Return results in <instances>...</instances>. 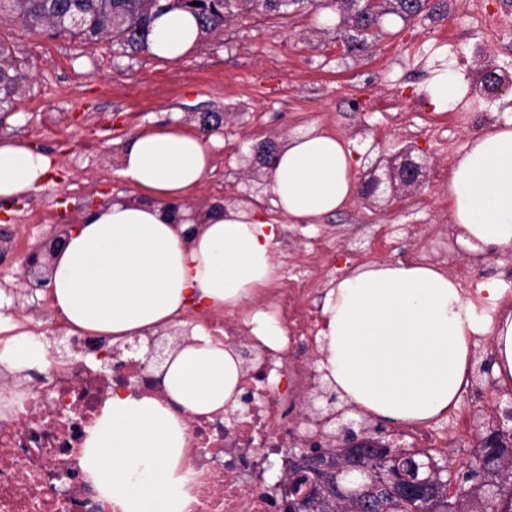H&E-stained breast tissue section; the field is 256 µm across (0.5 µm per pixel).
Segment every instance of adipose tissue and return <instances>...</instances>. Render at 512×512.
Here are the masks:
<instances>
[{
    "label": "adipose tissue",
    "mask_w": 512,
    "mask_h": 512,
    "mask_svg": "<svg viewBox=\"0 0 512 512\" xmlns=\"http://www.w3.org/2000/svg\"><path fill=\"white\" fill-rule=\"evenodd\" d=\"M200 30L184 11L152 22L150 50L182 60ZM353 153L342 138L309 130L291 138L270 175L272 202L297 224H313L356 194ZM208 142L183 126L146 128L123 141L116 175L137 191L128 202L85 207L52 255L51 305L70 325L125 345L175 326L190 333L155 367L183 409L122 392L87 428L80 466L112 512H193L197 474L186 462L191 415L240 406L243 359L202 325L181 320L199 303L234 311L275 282L274 224L214 202L191 214V199L211 171ZM50 158L0 141V198L40 189ZM452 218L471 251L512 253V119L474 137L450 168ZM501 280L464 295L433 265L373 264L328 288L318 369L348 403L392 422L424 423L457 407L469 384L474 339H492V374L512 385V309ZM51 363L47 345L26 334L0 342L11 372Z\"/></svg>",
    "instance_id": "ef3b65f1"
}]
</instances>
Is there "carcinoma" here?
<instances>
[{
  "instance_id": "1",
  "label": "carcinoma",
  "mask_w": 512,
  "mask_h": 512,
  "mask_svg": "<svg viewBox=\"0 0 512 512\" xmlns=\"http://www.w3.org/2000/svg\"><path fill=\"white\" fill-rule=\"evenodd\" d=\"M262 2L264 13L281 18L288 7L303 0H10L32 27L69 31L86 39H112V54L150 51L151 24L165 10L194 14L204 34H216L234 17ZM346 28L342 43L358 39L365 26L382 29L383 18L394 14L406 21L419 14L425 0H387L378 14L365 10L366 0H329ZM80 23L72 25V19ZM23 74L9 52L0 46V110L11 106ZM420 464L418 478L428 479L416 494L406 481L405 458ZM446 461L419 449L381 446L369 439L346 455L336 450L311 449L288 470V482H307L311 494L290 498L286 512H470L468 503H483V512H512V429L498 427L491 445L478 449L459 492L448 497Z\"/></svg>"
}]
</instances>
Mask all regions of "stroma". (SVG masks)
I'll return each mask as SVG.
<instances>
[{
	"label": "stroma",
	"mask_w": 512,
	"mask_h": 512,
	"mask_svg": "<svg viewBox=\"0 0 512 512\" xmlns=\"http://www.w3.org/2000/svg\"><path fill=\"white\" fill-rule=\"evenodd\" d=\"M323 2L289 7L278 24L257 10L244 13L221 33L201 37L176 63L146 52L116 58L111 43H85L50 29L35 33L16 12L0 9V44L27 75L14 109L0 116V138L24 139L52 160L41 189L0 199V237L9 241L0 253V313L37 322L50 347L63 346L45 291L17 300L5 294L21 285L26 251L46 242L53 225L75 223L91 201L134 198V187L114 174L127 137L170 123L194 128L207 112L227 121L217 133L214 170L189 207L221 199L252 211L275 223L280 246L299 253L307 239L328 238L339 257L335 271L318 274L326 284L358 269L360 263L344 260L353 250L369 264L409 261L426 241V228L442 218L453 159L492 122L512 117V45L462 37L485 16L512 28V0H427L408 21L386 16L382 35L352 54L343 50L336 24L325 21ZM488 60L510 81L494 93L475 86L476 71ZM446 71L463 77L464 124L449 127L443 140L395 130L391 117L400 110L412 112L422 128L448 119L450 109L436 105L432 94L433 78ZM312 128L350 142L357 179L403 146H415L428 159L422 187L375 208L355 197L320 223H292L273 207L268 177L248 174L246 158L258 142L280 145ZM383 231L398 240V250L375 245ZM489 354V342L475 346L470 387L439 421L448 428L462 417L470 428L464 447L448 451L455 470L473 460L484 415L512 397L480 373Z\"/></svg>",
	"instance_id": "stroma-1"
}]
</instances>
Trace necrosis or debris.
Wrapping results in <instances>:
<instances>
[{
  "instance_id": "4bbe7bcc",
  "label": "necrosis or debris",
  "mask_w": 512,
  "mask_h": 512,
  "mask_svg": "<svg viewBox=\"0 0 512 512\" xmlns=\"http://www.w3.org/2000/svg\"><path fill=\"white\" fill-rule=\"evenodd\" d=\"M318 294L306 275L265 288L256 308L274 316L284 331L273 345L254 336L251 314L210 318L225 342L259 347L263 358L255 372H244L241 379L244 391L254 394L243 418L231 421L220 413L189 420L190 464L198 473L194 512H272L267 490L241 481L242 472L256 465L255 449L284 447L301 426L307 429L305 447H328L325 421L301 413L316 384ZM131 388L165 395L147 367L128 365L118 356L107 373L79 361L34 374L22 402L0 416V512H111L86 480L79 450L103 403ZM467 433L463 421L451 431L411 427L393 443L439 457L460 445Z\"/></svg>"
}]
</instances>
